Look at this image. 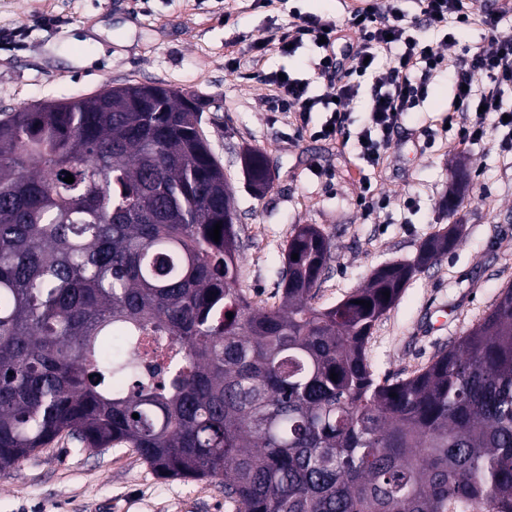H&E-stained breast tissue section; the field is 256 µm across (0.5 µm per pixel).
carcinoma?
<instances>
[{"instance_id": "1", "label": "carcinoma", "mask_w": 512, "mask_h": 512, "mask_svg": "<svg viewBox=\"0 0 512 512\" xmlns=\"http://www.w3.org/2000/svg\"><path fill=\"white\" fill-rule=\"evenodd\" d=\"M157 90L162 111L111 87L0 113V470L64 435L218 479L235 512H512V286L429 365L379 379L372 329L448 234L322 307L331 244L302 225L261 306L200 113ZM242 164L263 194L265 154ZM144 335L170 340L168 379L140 375Z\"/></svg>"}]
</instances>
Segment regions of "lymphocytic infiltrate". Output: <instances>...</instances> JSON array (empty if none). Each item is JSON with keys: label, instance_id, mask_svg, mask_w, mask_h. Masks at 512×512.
I'll use <instances>...</instances> for the list:
<instances>
[{"label": "lymphocytic infiltrate", "instance_id": "1", "mask_svg": "<svg viewBox=\"0 0 512 512\" xmlns=\"http://www.w3.org/2000/svg\"><path fill=\"white\" fill-rule=\"evenodd\" d=\"M419 6L421 18L414 21L407 19L393 0H373L351 19L355 34L349 48L351 69L371 72L374 79L371 108L357 134L356 156L362 167L379 164L391 148L405 112L426 97L427 78L443 61L437 47L420 36L421 26L442 30L448 42L454 37V25L469 19L467 0H419ZM485 22L492 32V47L461 56L448 112L467 118L456 138L458 147L467 148L490 135L500 152L512 154V106H505L499 94L501 86L512 85V34L499 31V13L489 14ZM338 33L335 23L299 15L283 31L257 41L261 49L273 43L282 50L308 42L320 44L314 71L328 81L329 95H309L300 79L291 76L282 80L271 73L265 82L273 89L266 99L268 109L296 113L301 128H310L312 113H326L324 126L312 128L314 137L324 140L341 135L347 120L345 104L358 91L356 84L342 75L343 67L334 51ZM384 54L389 61L382 66L378 60Z\"/></svg>", "mask_w": 512, "mask_h": 512}]
</instances>
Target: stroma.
I'll return each instance as SVG.
<instances>
[{"mask_svg":"<svg viewBox=\"0 0 512 512\" xmlns=\"http://www.w3.org/2000/svg\"><path fill=\"white\" fill-rule=\"evenodd\" d=\"M365 0H0V31L25 27L22 47L0 43V109L89 96L125 83L159 84L195 95L202 130L234 191L242 285L271 304L284 250L298 226L313 224L332 244L316 301L334 304L383 265L413 260L435 234L454 229L455 243L436 265L417 273L376 323L366 345L379 377H407L473 327L512 285V157L491 139L452 148L445 119L458 56L487 50L485 0L456 42L423 34L445 59L430 76L425 100L404 117L392 148L369 177L383 207L360 205L352 147L298 131L292 114L271 112L266 74L285 70L326 93L314 75L318 50L293 53L256 39L294 16L341 26L335 45L346 58L348 18ZM58 16L60 25L42 19ZM238 58L237 71L226 68ZM269 158L272 183L251 189L240 162L244 148ZM462 205L455 220L449 194ZM0 512H231L217 480L158 477L130 448L90 451L67 438L0 473Z\"/></svg>","mask_w":512,"mask_h":512,"instance_id":"obj_1","label":"stroma"}]
</instances>
